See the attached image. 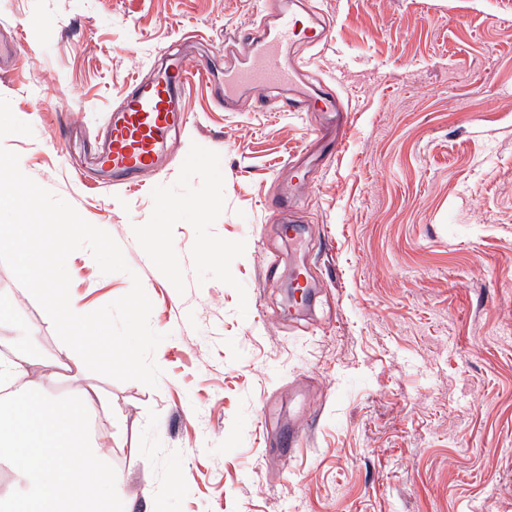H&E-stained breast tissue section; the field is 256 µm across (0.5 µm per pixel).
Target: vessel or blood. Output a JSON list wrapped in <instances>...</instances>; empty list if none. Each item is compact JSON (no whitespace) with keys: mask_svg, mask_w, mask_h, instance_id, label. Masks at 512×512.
<instances>
[{"mask_svg":"<svg viewBox=\"0 0 512 512\" xmlns=\"http://www.w3.org/2000/svg\"><path fill=\"white\" fill-rule=\"evenodd\" d=\"M326 38V27L289 9L281 12L275 25L238 29L225 38L224 49L230 52L235 46H243L249 58L241 64L225 67V102L234 101L246 88L294 87L303 65L289 59V46L302 40L318 45ZM211 75L209 62L172 54L150 80L133 81L102 132L97 148L101 169L125 181L153 171L166 133L189 121L183 102L187 90L194 80L206 81ZM288 109L292 112H338L342 106L337 95L319 91L289 102Z\"/></svg>","mask_w":512,"mask_h":512,"instance_id":"obj_1","label":"vessel or blood"}]
</instances>
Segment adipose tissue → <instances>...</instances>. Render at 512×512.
Masks as SVG:
<instances>
[{"instance_id": "obj_1", "label": "adipose tissue", "mask_w": 512, "mask_h": 512, "mask_svg": "<svg viewBox=\"0 0 512 512\" xmlns=\"http://www.w3.org/2000/svg\"><path fill=\"white\" fill-rule=\"evenodd\" d=\"M42 303L67 332L57 365L80 374L100 345L93 336L74 337L86 322L84 307L58 291L43 296ZM27 366L23 356L0 364V383L20 384L0 416V462L15 476L13 486L0 493V512H127L114 495L117 477L91 430L99 400L95 390L81 387L56 399L41 381L29 378Z\"/></svg>"}]
</instances>
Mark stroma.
I'll return each instance as SVG.
<instances>
[{
    "label": "stroma",
    "mask_w": 512,
    "mask_h": 512,
    "mask_svg": "<svg viewBox=\"0 0 512 512\" xmlns=\"http://www.w3.org/2000/svg\"><path fill=\"white\" fill-rule=\"evenodd\" d=\"M282 4L0 0L23 43L0 70V146L113 236L164 336L158 388L80 376L121 495L130 512H512V0H294L332 26L293 48L302 82L350 117L291 207L287 161L323 117L287 111L285 88L228 112L195 82L142 185L75 171L66 124L94 140L188 36L223 58L225 32ZM67 269L89 312L131 287L85 249ZM0 297L21 302L0 348L41 344L29 371L53 391L60 326L3 263Z\"/></svg>",
    "instance_id": "1"
}]
</instances>
